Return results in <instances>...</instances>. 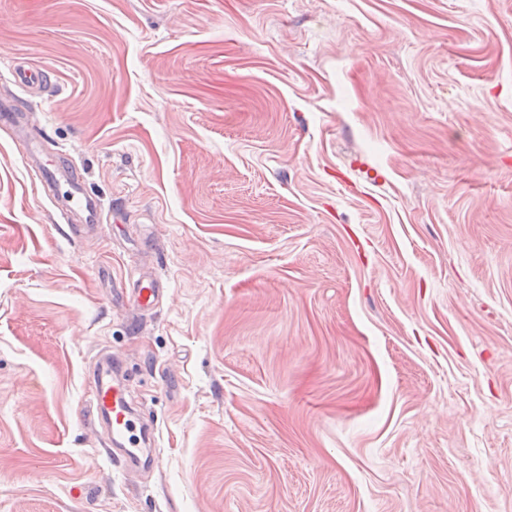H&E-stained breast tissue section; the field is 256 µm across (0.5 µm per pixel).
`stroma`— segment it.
<instances>
[{
	"mask_svg": "<svg viewBox=\"0 0 512 512\" xmlns=\"http://www.w3.org/2000/svg\"><path fill=\"white\" fill-rule=\"evenodd\" d=\"M0 97L120 214L0 129V512H512V0H0ZM27 134L26 138L30 142L27 157L36 169L42 190L46 193L52 192L54 199L58 198L56 193L60 190V201H56L58 208L76 215L80 224H104L102 201L87 188L81 168L69 161L65 153H58L54 157L43 155L38 151L39 146L32 128ZM165 287V280L156 272L139 274L138 277L128 276L121 298L133 314L134 323L139 315L156 308ZM105 358L95 372L90 402V424L106 432L105 454L123 474L151 471L156 467V432L128 398L125 371Z\"/></svg>",
	"mask_w": 512,
	"mask_h": 512,
	"instance_id": "obj_1",
	"label": "stroma"
}]
</instances>
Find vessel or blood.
<instances>
[{
  "instance_id": "obj_1",
  "label": "vessel or blood",
  "mask_w": 512,
  "mask_h": 512,
  "mask_svg": "<svg viewBox=\"0 0 512 512\" xmlns=\"http://www.w3.org/2000/svg\"><path fill=\"white\" fill-rule=\"evenodd\" d=\"M28 160L39 176L44 192L59 193L61 210L76 215L85 225L104 223L101 200L86 186L84 174L65 153L48 157L30 146ZM166 286L157 273L127 278L121 291L123 303L133 315L154 310ZM90 422L106 432L105 453L122 473H140L156 466V432L128 397L126 379L117 365L104 359L95 372V390L90 402Z\"/></svg>"
}]
</instances>
